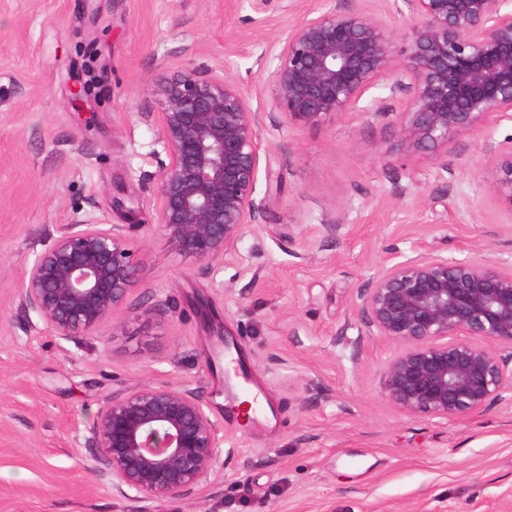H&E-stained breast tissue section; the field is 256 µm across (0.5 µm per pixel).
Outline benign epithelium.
<instances>
[{
    "mask_svg": "<svg viewBox=\"0 0 512 512\" xmlns=\"http://www.w3.org/2000/svg\"><path fill=\"white\" fill-rule=\"evenodd\" d=\"M405 45L362 9L323 0L288 29L268 83L289 123L319 126L354 112L393 77L409 97L393 140L403 153L448 150L492 115L512 112V0H395ZM160 223L178 250L209 264L232 253L260 205L254 197L258 113L237 80L195 68L159 85ZM499 171L489 193L512 213V146L488 144ZM141 258L124 228L92 216L64 224L25 270L20 304L63 339L97 336L127 308ZM352 319L398 347L382 395L410 417L483 412L512 392V261L433 251L381 264L357 286ZM98 476L112 493L155 504L194 493L223 440L192 390L137 387L108 400L88 428Z\"/></svg>",
    "mask_w": 512,
    "mask_h": 512,
    "instance_id": "obj_1",
    "label": "benign epithelium"
}]
</instances>
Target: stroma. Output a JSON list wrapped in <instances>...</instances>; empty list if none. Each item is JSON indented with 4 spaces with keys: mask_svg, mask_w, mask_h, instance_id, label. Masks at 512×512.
Here are the masks:
<instances>
[{
    "mask_svg": "<svg viewBox=\"0 0 512 512\" xmlns=\"http://www.w3.org/2000/svg\"><path fill=\"white\" fill-rule=\"evenodd\" d=\"M321 0H0V512H138L95 477L88 428L136 387L196 391L224 452L198 491L160 512H512V403L468 418H410L382 396L395 344L351 322L384 261L434 251L512 259V212L491 196L490 117L447 152L404 155L402 93L368 91L317 127L276 114L268 87L284 34ZM237 80L258 112L261 209L205 265L159 221L166 154L144 113L163 77ZM83 79L86 111L68 106ZM142 258L116 330L65 340L19 304L47 235L90 214L124 224ZM266 400L247 418L224 392L213 327ZM323 393L312 400L309 383Z\"/></svg>",
    "mask_w": 512,
    "mask_h": 512,
    "instance_id": "1",
    "label": "stroma"
}]
</instances>
